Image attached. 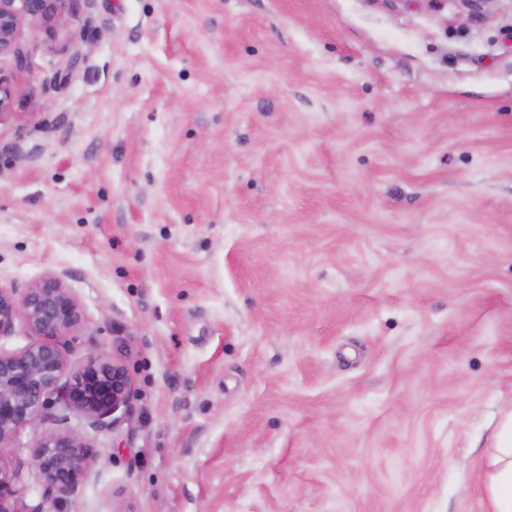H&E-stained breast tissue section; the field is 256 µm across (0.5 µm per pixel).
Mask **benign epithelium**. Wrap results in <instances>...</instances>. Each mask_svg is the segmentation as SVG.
Returning <instances> with one entry per match:
<instances>
[{"label":"benign epithelium","instance_id":"obj_1","mask_svg":"<svg viewBox=\"0 0 512 512\" xmlns=\"http://www.w3.org/2000/svg\"><path fill=\"white\" fill-rule=\"evenodd\" d=\"M68 2L0 0V55L12 53L23 63L19 40L24 25H32V34H38ZM12 98L10 80L0 76V120L8 115ZM18 321L41 340L18 352H0V450L47 419L52 397L65 410L83 412L93 426L127 406L130 383L120 364L91 360L68 383H60L68 371L61 339L79 327L82 314L58 277L49 275L21 293L0 287V337L10 335ZM90 466L82 437L73 431L46 430L33 442L29 467L48 499L65 498ZM18 480V473L0 466V512H6L1 504L14 496Z\"/></svg>","mask_w":512,"mask_h":512}]
</instances>
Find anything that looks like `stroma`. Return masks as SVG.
Listing matches in <instances>:
<instances>
[{"label":"stroma","instance_id":"35a3bbf8","mask_svg":"<svg viewBox=\"0 0 512 512\" xmlns=\"http://www.w3.org/2000/svg\"><path fill=\"white\" fill-rule=\"evenodd\" d=\"M0 57V286L127 408L51 512H483L512 405V0H70ZM35 428L0 465L43 489Z\"/></svg>","mask_w":512,"mask_h":512}]
</instances>
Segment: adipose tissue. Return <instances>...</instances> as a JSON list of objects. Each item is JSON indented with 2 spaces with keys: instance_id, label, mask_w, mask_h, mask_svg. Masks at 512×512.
Here are the masks:
<instances>
[{
  "instance_id": "obj_1",
  "label": "adipose tissue",
  "mask_w": 512,
  "mask_h": 512,
  "mask_svg": "<svg viewBox=\"0 0 512 512\" xmlns=\"http://www.w3.org/2000/svg\"><path fill=\"white\" fill-rule=\"evenodd\" d=\"M485 512H512V407L501 412L482 477Z\"/></svg>"
}]
</instances>
